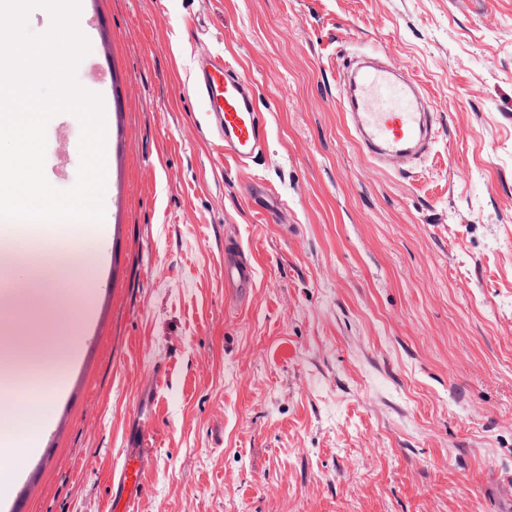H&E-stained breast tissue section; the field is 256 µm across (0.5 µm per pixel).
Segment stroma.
<instances>
[{
    "instance_id": "1",
    "label": "stroma",
    "mask_w": 512,
    "mask_h": 512,
    "mask_svg": "<svg viewBox=\"0 0 512 512\" xmlns=\"http://www.w3.org/2000/svg\"><path fill=\"white\" fill-rule=\"evenodd\" d=\"M77 25L76 81L111 95L106 239L26 512H109L132 444L134 512H512V0H80ZM374 49L437 106L409 177L337 107L338 57ZM206 52L257 86L256 164L193 131ZM80 134L48 123L56 188ZM255 280L254 267L247 261L224 252V285L226 288H234L246 291L252 288Z\"/></svg>"
}]
</instances>
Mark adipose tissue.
<instances>
[{"instance_id": "obj_1", "label": "adipose tissue", "mask_w": 512, "mask_h": 512, "mask_svg": "<svg viewBox=\"0 0 512 512\" xmlns=\"http://www.w3.org/2000/svg\"><path fill=\"white\" fill-rule=\"evenodd\" d=\"M62 104L71 116L85 120L96 143L90 156L92 167H101L105 157L107 117L96 98L85 91L64 89ZM37 176L22 172L0 181V198L15 200L9 211L0 210V223L18 228H36L26 246L10 243L0 247V276L18 280L15 288L0 291V314L18 319L40 313L41 320L24 337L0 338V378L8 380L23 371L43 366L62 375L79 352V339L71 318L59 310L75 309L87 314L93 306L95 268L83 261L82 253L97 249L104 235L102 213L96 206L99 179L89 181L83 191L59 200L47 190L37 189ZM69 223L82 226L70 246L39 233V226ZM47 396L42 385H29L21 395L0 396V436L9 447L0 448V495L7 494L34 450L45 426L41 407Z\"/></svg>"}]
</instances>
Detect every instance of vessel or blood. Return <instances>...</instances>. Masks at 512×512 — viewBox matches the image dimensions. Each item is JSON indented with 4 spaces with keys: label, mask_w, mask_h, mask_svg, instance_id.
<instances>
[{
    "label": "vessel or blood",
    "mask_w": 512,
    "mask_h": 512,
    "mask_svg": "<svg viewBox=\"0 0 512 512\" xmlns=\"http://www.w3.org/2000/svg\"><path fill=\"white\" fill-rule=\"evenodd\" d=\"M338 107L363 156L377 168L400 173L412 170L437 137L436 109L416 76L379 51L370 59L348 54L339 73ZM196 97L204 105L205 127L218 133L224 156L246 166L262 152L266 132L257 104L255 84L223 54L200 59L195 72ZM253 266L232 254L224 256V285L240 291L252 288ZM139 449L111 477L112 512H132L141 496Z\"/></svg>",
    "instance_id": "obj_1"
}]
</instances>
